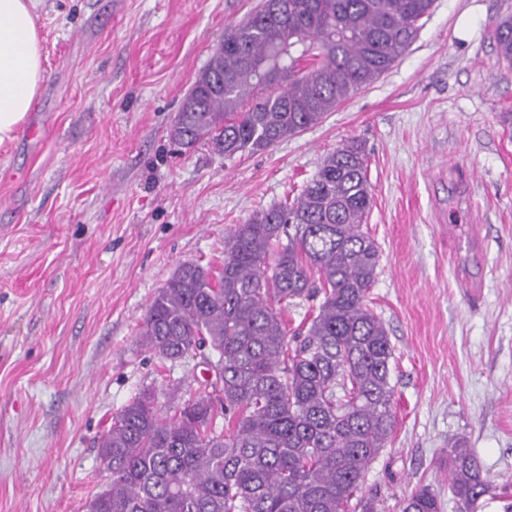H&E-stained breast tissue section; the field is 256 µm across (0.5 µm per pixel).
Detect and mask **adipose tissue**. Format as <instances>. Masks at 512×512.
Returning a JSON list of instances; mask_svg holds the SVG:
<instances>
[{
  "label": "adipose tissue",
  "instance_id": "ef3b65f1",
  "mask_svg": "<svg viewBox=\"0 0 512 512\" xmlns=\"http://www.w3.org/2000/svg\"><path fill=\"white\" fill-rule=\"evenodd\" d=\"M38 0H0V143L15 139L44 78Z\"/></svg>",
  "mask_w": 512,
  "mask_h": 512
}]
</instances>
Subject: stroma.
I'll return each mask as SVG.
<instances>
[{"instance_id":"obj_1","label":"stroma","mask_w":512,"mask_h":512,"mask_svg":"<svg viewBox=\"0 0 512 512\" xmlns=\"http://www.w3.org/2000/svg\"><path fill=\"white\" fill-rule=\"evenodd\" d=\"M261 0H40L45 79L0 144V512H88L100 442L144 387L198 392L203 366L138 342L185 261L294 198L349 139L368 155V306L394 348L395 429L360 492L402 512L421 485L459 512L448 450L512 495V0H434L380 79L303 133L227 160L171 123L230 26ZM493 39L499 59L512 64V17H506L494 25Z\"/></svg>"}]
</instances>
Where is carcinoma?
Returning <instances> with one entry per match:
<instances>
[{"mask_svg":"<svg viewBox=\"0 0 512 512\" xmlns=\"http://www.w3.org/2000/svg\"><path fill=\"white\" fill-rule=\"evenodd\" d=\"M434 0H264L229 28L171 127L231 159L302 133L386 73ZM512 64V17L494 25ZM372 196L362 143L325 157L292 201L224 235L220 265L181 263L148 306L143 349L211 365L210 391L146 387L112 417V482L90 512H346L393 433L394 350L366 298L381 251L363 230ZM323 297L310 324L285 312ZM472 448L448 451L461 512L492 495ZM403 512H439L427 486Z\"/></svg>","mask_w":512,"mask_h":512,"instance_id":"1","label":"carcinoma"}]
</instances>
